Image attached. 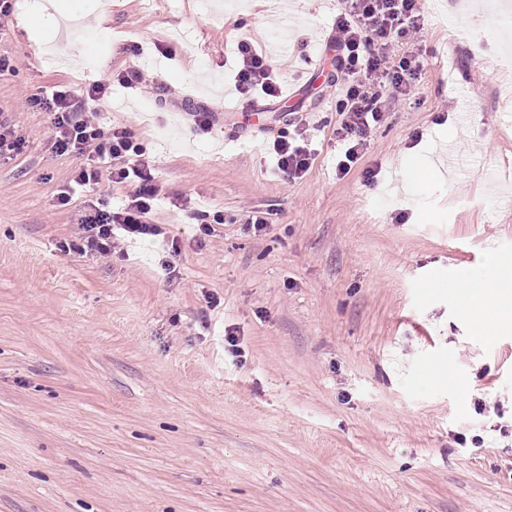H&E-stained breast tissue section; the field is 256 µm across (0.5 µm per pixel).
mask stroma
I'll list each match as a JSON object with an SVG mask.
<instances>
[{
	"label": "stroma",
	"mask_w": 512,
	"mask_h": 512,
	"mask_svg": "<svg viewBox=\"0 0 512 512\" xmlns=\"http://www.w3.org/2000/svg\"><path fill=\"white\" fill-rule=\"evenodd\" d=\"M282 1L55 0L83 14L74 44L94 40L77 70L41 49L54 14L29 25L35 0H14L0 113L25 144L0 160V512H512V325L483 337L461 288L489 283L484 305L512 312V25L457 39V0L441 19L419 0L423 74L340 177L337 91L298 88L257 116L224 64L250 38L286 88L329 66L339 0H286L301 18L286 33ZM127 67L160 92L113 85L100 119L157 161L172 277L148 240L109 261L61 250L84 198L56 196L84 158L52 153L50 116L26 104ZM286 111L318 149L293 182L264 165ZM448 146L452 176L415 177ZM172 196L232 221L197 241ZM253 207L272 213L257 234Z\"/></svg>",
	"instance_id": "1"
}]
</instances>
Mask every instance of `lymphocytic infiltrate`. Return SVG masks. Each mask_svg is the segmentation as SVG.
Instances as JSON below:
<instances>
[{"label":"lymphocytic infiltrate","mask_w":512,"mask_h":512,"mask_svg":"<svg viewBox=\"0 0 512 512\" xmlns=\"http://www.w3.org/2000/svg\"><path fill=\"white\" fill-rule=\"evenodd\" d=\"M423 27L418 0H340L327 39L334 53V82L343 88L337 102L342 120L336 138L343 144L336 162L338 176H345L368 149L375 128L384 119L387 98L407 94L421 77L425 52L415 42ZM403 43L408 44V52L393 56L395 45ZM234 55L233 79L241 100L249 104L260 97L278 98L281 75L266 54L242 39L237 41ZM115 83L148 96L157 90L154 80L142 70L128 67L114 79L94 82L83 92L55 84L26 99L33 111L51 114L54 153L86 157L58 193L59 206L70 205L74 195L94 191L105 176L128 189L119 206L100 199L80 207L74 214L78 234L61 245L65 251L103 258L163 233L154 220L153 208L165 189L154 160L136 143L129 127L121 124L106 129L98 121ZM270 155L277 173L291 181L306 175L317 150L306 129L296 126L279 131Z\"/></svg>","instance_id":"lymphocytic-infiltrate-1"}]
</instances>
